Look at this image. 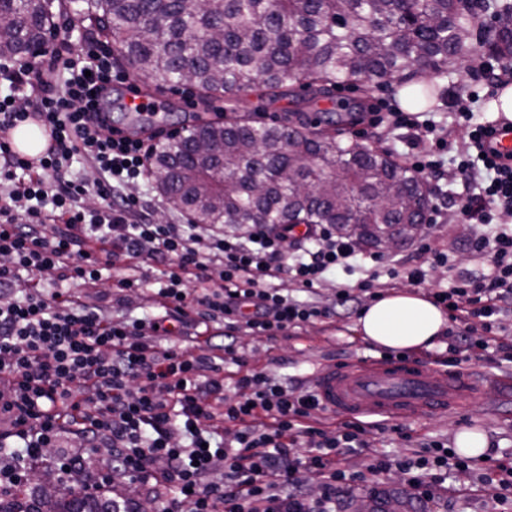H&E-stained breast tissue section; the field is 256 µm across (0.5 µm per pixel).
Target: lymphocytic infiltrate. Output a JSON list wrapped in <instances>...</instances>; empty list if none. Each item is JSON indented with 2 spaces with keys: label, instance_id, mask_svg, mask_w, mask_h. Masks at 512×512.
<instances>
[{
  "label": "lymphocytic infiltrate",
  "instance_id": "lymphocytic-infiltrate-1",
  "mask_svg": "<svg viewBox=\"0 0 512 512\" xmlns=\"http://www.w3.org/2000/svg\"><path fill=\"white\" fill-rule=\"evenodd\" d=\"M47 66L0 63L13 92L0 98V131L42 115L51 152L32 164L0 141V490L28 480L68 429L80 452L59 457L60 471L81 476L82 491L111 486L119 473L161 505L159 512H336L351 480L344 456L368 452L359 482L391 469L407 477L422 506L431 484L470 470L472 460L432 440L406 454L369 448L363 421L315 427L320 405L311 391L288 388L249 369L224 398L217 361L236 356L239 332L268 342L329 309L284 292L283 281L311 293L329 272L351 270L358 252L334 225L162 224L127 186L144 177L150 150L106 121L92 122L113 84L127 77L93 36L73 44L68 32L48 48ZM493 125L473 122L457 150L458 169L476 192L456 206L463 222L488 225L470 241L489 272L430 290L459 328L448 361L498 349L494 317L512 304V227L492 223L512 211V154L490 139ZM80 157L93 182L71 178ZM95 196L99 209L80 205ZM316 250H309V243ZM160 267L143 274L144 263ZM111 272L109 296L152 291L159 315L117 320L107 305H87L82 289ZM24 291H16L17 281ZM224 327L214 358L183 351L190 317ZM111 449L109 476L83 477L86 455ZM315 480L309 492L307 480Z\"/></svg>",
  "mask_w": 512,
  "mask_h": 512
}]
</instances>
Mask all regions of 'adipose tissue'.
I'll return each mask as SVG.
<instances>
[{
	"label": "adipose tissue",
	"mask_w": 512,
	"mask_h": 512,
	"mask_svg": "<svg viewBox=\"0 0 512 512\" xmlns=\"http://www.w3.org/2000/svg\"><path fill=\"white\" fill-rule=\"evenodd\" d=\"M447 328L443 309L417 290L394 291L371 301L362 308L356 325L360 336L393 350L432 348Z\"/></svg>",
	"instance_id": "obj_1"
}]
</instances>
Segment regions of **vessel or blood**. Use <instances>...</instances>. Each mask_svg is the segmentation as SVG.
<instances>
[{
	"instance_id": "vessel-or-blood-1",
	"label": "vessel or blood",
	"mask_w": 512,
	"mask_h": 512,
	"mask_svg": "<svg viewBox=\"0 0 512 512\" xmlns=\"http://www.w3.org/2000/svg\"><path fill=\"white\" fill-rule=\"evenodd\" d=\"M312 390L325 410L395 421L472 407L483 394L466 366L437 373L418 359H358L322 367Z\"/></svg>"
}]
</instances>
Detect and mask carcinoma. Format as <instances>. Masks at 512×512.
Here are the masks:
<instances>
[{
  "label": "carcinoma",
  "mask_w": 512,
  "mask_h": 512,
  "mask_svg": "<svg viewBox=\"0 0 512 512\" xmlns=\"http://www.w3.org/2000/svg\"><path fill=\"white\" fill-rule=\"evenodd\" d=\"M83 2L101 33L122 44L135 73L182 84L203 97L271 96L298 84L326 94L364 80L426 106L429 83L479 51L512 60V30L494 28L474 42L475 20L501 0H70ZM0 58L30 52L53 26L45 0H0ZM346 104L307 131L275 124L204 122L151 152L149 174L171 206L198 224H332L381 247L419 224L425 179L389 151L336 139ZM0 512H142L109 493H59L38 485L21 498L0 492Z\"/></svg>",
  "instance_id": "1"
}]
</instances>
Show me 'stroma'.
<instances>
[{
  "instance_id": "35a3bbf8",
  "label": "stroma",
  "mask_w": 512,
  "mask_h": 512,
  "mask_svg": "<svg viewBox=\"0 0 512 512\" xmlns=\"http://www.w3.org/2000/svg\"><path fill=\"white\" fill-rule=\"evenodd\" d=\"M432 84L442 92L443 98L429 114L439 132L447 137L452 147H459L465 138L464 127L456 117L462 112L474 113L477 120H492L497 116V103L487 95L482 74H469L458 69L450 75L432 77ZM144 94L154 103L162 123L148 126L144 137H152L158 130L174 133L196 122L209 121L219 112L225 118L243 117L254 123L280 124L290 127L321 129L323 113L330 101L313 99L308 89H296L292 96L277 100L269 99L262 90L247 94L246 98L224 95L218 99L198 100L196 107H187L182 99L181 87L156 78L142 85ZM344 139H354L365 145L394 152L400 158H408L423 148L412 131L399 129L390 124L370 126L368 120H360L345 127ZM439 177L429 179L431 189L432 224L411 243L394 253H381L379 261L368 262L374 278L370 292L360 295L359 305H367L373 296L394 289L408 287V266L418 262L423 245H431L447 251L448 262L436 265L424 262V281L428 288H445L461 274L488 271L487 259L473 254L468 246L478 232L475 224H461L454 217L456 202L473 189L464 183L450 154H443ZM353 274L337 271L327 277L315 294L300 293V300H313L320 307L334 309L329 319L314 321L289 331L275 343L259 341L248 335H240L238 349L248 365L266 370L277 381L292 388L311 387L318 369L332 362L378 356L377 346L365 341L355 331L358 314L338 306L337 284L353 281ZM496 332L499 350L480 358L470 359L469 369L483 384L481 398L464 414L456 412L432 414L404 423L403 435L380 433L369 429L366 439L371 446L393 453L417 447L420 440L451 441L463 428L483 431L495 448L491 457L478 460L473 471L457 474L455 492L449 493L447 512H493L494 502L488 496L470 493L481 473L492 468L501 454L512 453V307L504 308L497 316Z\"/></svg>"
}]
</instances>
